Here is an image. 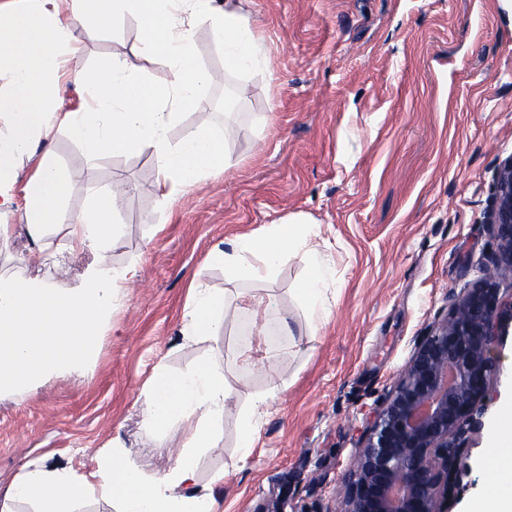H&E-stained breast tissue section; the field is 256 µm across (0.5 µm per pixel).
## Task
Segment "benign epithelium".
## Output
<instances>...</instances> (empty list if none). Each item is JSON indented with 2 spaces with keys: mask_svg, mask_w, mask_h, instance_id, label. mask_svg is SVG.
Masks as SVG:
<instances>
[{
  "mask_svg": "<svg viewBox=\"0 0 512 512\" xmlns=\"http://www.w3.org/2000/svg\"><path fill=\"white\" fill-rule=\"evenodd\" d=\"M486 224L497 240L493 273L448 294V311L430 325L374 416L340 512H446L448 487L467 427L490 400L498 345L512 322V156L494 176Z\"/></svg>",
  "mask_w": 512,
  "mask_h": 512,
  "instance_id": "7a95c632",
  "label": "benign epithelium"
}]
</instances>
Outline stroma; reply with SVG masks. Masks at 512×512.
Instances as JSON below:
<instances>
[{"instance_id":"35a3bbf8","label":"stroma","mask_w":512,"mask_h":512,"mask_svg":"<svg viewBox=\"0 0 512 512\" xmlns=\"http://www.w3.org/2000/svg\"><path fill=\"white\" fill-rule=\"evenodd\" d=\"M242 11L260 39L258 62L238 70L212 30L196 28L213 82L171 132L225 136L234 164L170 209L154 196L150 152L92 158L62 130L39 144L69 175L68 212L117 192L123 234L107 261L137 275L117 290L91 363L0 396L1 491L28 464L84 474L110 442L147 475L174 464L180 440L143 421L155 366L181 373L207 361L235 372L226 355L237 341L233 316L214 335L182 334L198 282L263 296L294 330L275 374L257 368L236 383L222 441L197 457L199 484L213 487L219 512H339L367 417L446 313L449 290L491 271L497 242L484 216L494 173L512 156V0H244ZM141 38L129 17L92 39L72 28L68 44L79 47V65L99 66L137 60ZM295 217L318 225L336 270V306L315 331L297 294L307 275L300 258L237 280L205 262L213 247ZM499 353L496 397L465 435L448 512H468L486 486L487 429L512 402V326ZM267 392L251 467L238 471L251 401Z\"/></svg>"}]
</instances>
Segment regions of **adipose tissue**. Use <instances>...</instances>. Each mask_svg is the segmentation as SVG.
<instances>
[{
	"mask_svg": "<svg viewBox=\"0 0 512 512\" xmlns=\"http://www.w3.org/2000/svg\"><path fill=\"white\" fill-rule=\"evenodd\" d=\"M70 17L61 18L59 0H0V243H8L24 229L35 262L65 264L91 252L95 259L81 282L60 292L46 279H0V392L28 389L35 378L51 374L70 359L86 362L97 354V337L115 310L118 288L137 274L135 267L115 269L105 255L120 240L114 197L95 196L91 206L67 214V175L50 154L36 147L54 128L67 130L91 154L123 155L134 149L150 151L157 163L154 193L161 208L171 207L179 192L224 171L231 158L212 131L190 127L179 139L169 132L179 113L200 102L211 77L197 58L196 26L209 24L235 67L257 62L256 32L241 12H217L212 0H72ZM142 27L140 62L116 57L104 68L81 67L77 51L66 46L68 30L81 26L87 37L117 25L126 16ZM163 65L172 72L169 84L157 85L144 75V63ZM84 85L89 99L74 112L59 111L62 77ZM29 158L34 173L19 182L18 163ZM23 197V226L5 223L16 197ZM67 223L65 242L50 235ZM314 225L301 219L274 224L262 234L239 236L230 249L215 248L206 260L241 275L257 276L276 268L289 255H302L309 273L300 290L312 324L329 320L336 305L325 288L333 265L309 242ZM260 266H253L252 258ZM223 295L193 286L185 307L184 335L211 334ZM239 335L233 355L242 374L258 365L251 337L264 347V369L281 348L289 323L286 317L250 293H239ZM233 389L223 373L204 363L185 374L156 366L144 399V421L169 434L191 425L192 431L170 472L150 477L117 445L97 451L87 475L77 477L65 468L36 467L11 488L0 492V512L13 503L39 500V512H74L75 502L95 490L112 495L121 512H216L212 488L197 485L194 451L217 447L223 433L224 408ZM485 468L488 483L475 498L471 512H512V405L505 407L487 434Z\"/></svg>",
	"mask_w": 512,
	"mask_h": 512,
	"instance_id": "1",
	"label": "adipose tissue"
}]
</instances>
